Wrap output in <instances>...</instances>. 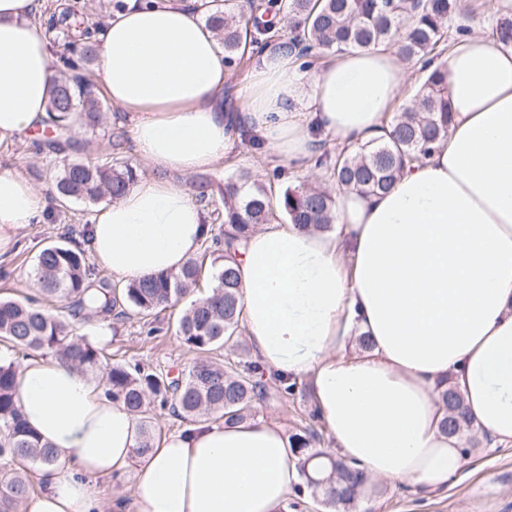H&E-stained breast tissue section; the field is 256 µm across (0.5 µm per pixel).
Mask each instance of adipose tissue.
Here are the masks:
<instances>
[{"instance_id": "ef3b65f1", "label": "adipose tissue", "mask_w": 512, "mask_h": 512, "mask_svg": "<svg viewBox=\"0 0 512 512\" xmlns=\"http://www.w3.org/2000/svg\"><path fill=\"white\" fill-rule=\"evenodd\" d=\"M45 0H0V143L44 127L53 56L30 17ZM97 75L127 114L133 152L156 175L97 209L90 252L126 284L178 271L206 233L174 176L210 170L254 129L272 162L308 174L323 141L381 136L406 74L392 48L330 55L304 71L265 52L225 111L228 69L217 33L182 0H139L107 18ZM448 74L447 140L387 193H336L335 229L265 224L238 247L241 325L266 374L307 380L337 456L367 485L443 490L465 461L440 428L453 388L479 431L512 445V47L476 32L435 61ZM25 176L0 172V252L42 217ZM368 335L370 349L353 341ZM15 400L57 452L26 512H102L97 481L126 472L136 417L100 380L51 357L17 372ZM299 482L283 426L211 420L140 459L112 512H297Z\"/></svg>"}]
</instances>
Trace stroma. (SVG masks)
I'll return each mask as SVG.
<instances>
[{
	"instance_id": "obj_1",
	"label": "stroma",
	"mask_w": 512,
	"mask_h": 512,
	"mask_svg": "<svg viewBox=\"0 0 512 512\" xmlns=\"http://www.w3.org/2000/svg\"><path fill=\"white\" fill-rule=\"evenodd\" d=\"M10 169L34 182L42 191L46 206L52 212L48 221L21 227L9 251L0 256V296L22 299L36 296L30 277L39 252L52 244L86 245V220L96 206L89 202H60L55 182L57 167L50 157L36 153L30 140L0 144V170ZM273 165L263 150L238 142L234 153L209 176L216 181L241 172L268 185L271 195H281L286 188L313 183L331 187L324 167H316L314 176L287 174L278 180L272 176ZM180 307L159 313L157 332L148 333L139 317L110 323L111 337L103 349L113 361L161 368L186 374L196 355L176 336L175 324ZM314 403L308 382L299 381L290 394L280 400L259 405L261 418L284 426L287 434L310 428L321 436V447L332 440L321 420L312 416ZM368 512H512V447L491 448L479 444L468 456L465 468L442 492H429L419 487L383 486L366 494Z\"/></svg>"
}]
</instances>
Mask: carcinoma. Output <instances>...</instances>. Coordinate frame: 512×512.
Listing matches in <instances>:
<instances>
[{"instance_id": "1", "label": "carcinoma", "mask_w": 512, "mask_h": 512, "mask_svg": "<svg viewBox=\"0 0 512 512\" xmlns=\"http://www.w3.org/2000/svg\"><path fill=\"white\" fill-rule=\"evenodd\" d=\"M207 21L219 32L225 63L233 68L261 54L269 45L296 51L300 57L319 52L344 53L379 46H396L399 56L417 62L438 58L450 49L448 18L460 11L459 0H197ZM49 39H68L69 55L59 58L62 70L51 88L46 125L53 140L39 144L58 156L56 190L64 201L96 202L119 198L138 178V170L120 163L104 151L94 162L73 159L67 150L72 140V118L88 129L101 125L102 102L86 67L99 51L97 34L103 20H90L77 4H65L41 23ZM492 36L512 45V20L501 19ZM447 73L436 68L423 73L414 99L388 120L385 135L350 153L325 150L317 163L326 167L340 188L361 194L388 191L406 165L430 154L448 137L451 125ZM195 200L222 206L218 232L207 228L200 252L176 273L160 274L119 288L98 276L82 248L52 245L43 249L31 272L38 294L46 300L72 301L70 318L59 317L39 299L0 298V343L25 356H60L86 372L102 373L103 395L123 403L137 418L140 440L135 456L146 454L155 443L151 405L170 406L189 426L213 417L226 425L256 418L257 403L279 398L292 390L284 380L264 378L255 360H235L239 347L243 303L235 264V245L258 225L283 218L303 227L328 229L335 221V200L318 188H288L274 201L265 188L246 175L224 183L200 179L193 184ZM209 277L210 295L195 300L177 321L181 341L198 355L188 373L174 380L169 373L150 367L107 361L102 349L74 334L73 321L110 317L122 321L131 314L145 319L190 295ZM224 349V363L209 354ZM16 366L0 360V512H19L33 487L26 471L16 466L27 461L41 467L57 462L55 450L26 425L15 401ZM441 427L461 434L474 427L464 399L451 388L440 395ZM316 435L307 431L291 436L298 469L308 487L322 494L328 506L346 510L359 507L357 489L365 478L339 457H328L329 473L312 482L308 465L321 452L308 454Z\"/></svg>"}]
</instances>
